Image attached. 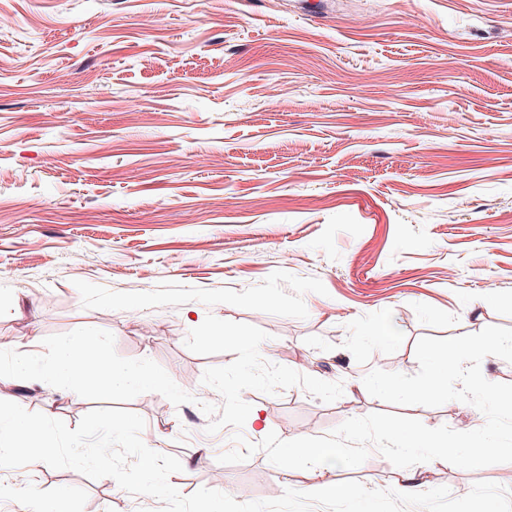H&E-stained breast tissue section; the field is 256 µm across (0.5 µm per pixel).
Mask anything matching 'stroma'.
I'll use <instances>...</instances> for the list:
<instances>
[{"label":"stroma","mask_w":512,"mask_h":512,"mask_svg":"<svg viewBox=\"0 0 512 512\" xmlns=\"http://www.w3.org/2000/svg\"><path fill=\"white\" fill-rule=\"evenodd\" d=\"M0 141V350L93 327L196 381L192 403L124 404L180 460L182 495L241 483L262 500L279 478L262 451L220 463L234 430L206 432L201 402L223 399L200 379L234 360L187 349L210 314L265 331L266 361L343 385L331 403L244 391L250 442L474 414L394 406L363 378L416 373L422 337L512 328V0H0ZM0 400L72 429L96 407L6 377ZM396 472L374 449L325 480L387 489ZM423 479L512 489V463ZM47 488L71 512H152L46 465L0 512H35Z\"/></svg>","instance_id":"obj_1"}]
</instances>
